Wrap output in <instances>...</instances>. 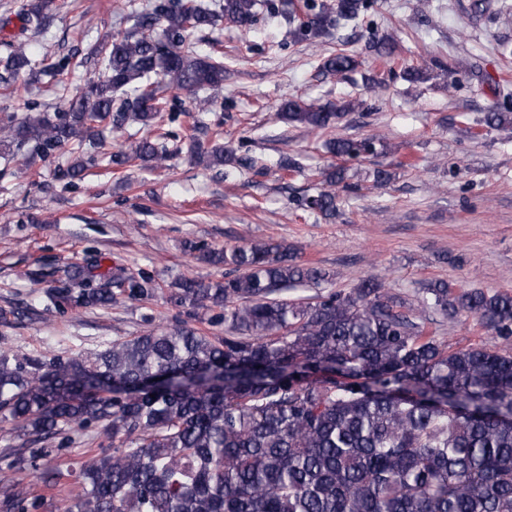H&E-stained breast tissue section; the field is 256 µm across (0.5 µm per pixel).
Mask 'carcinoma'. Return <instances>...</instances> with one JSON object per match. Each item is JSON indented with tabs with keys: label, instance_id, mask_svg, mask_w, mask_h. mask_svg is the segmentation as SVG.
Listing matches in <instances>:
<instances>
[{
	"label": "carcinoma",
	"instance_id": "cac0c4a2",
	"mask_svg": "<svg viewBox=\"0 0 512 512\" xmlns=\"http://www.w3.org/2000/svg\"><path fill=\"white\" fill-rule=\"evenodd\" d=\"M76 0H17L25 30L44 32ZM372 0H154L131 29L95 46L102 57L58 111L0 115V155L24 160L68 149L55 171L69 184L87 165L118 169L165 166L187 149L199 162L234 159L224 132L194 119L192 134L161 132L163 93L188 102L187 115L208 112L200 96L224 84V64L201 55L192 32L224 22L248 32L280 18L295 42L331 35L340 21L368 11ZM0 86L13 79L51 77L65 84L70 58L36 67L20 43H5ZM356 58L344 49L322 68L344 75ZM342 106L288 99L279 118L324 130ZM512 125V97L484 119ZM137 125L157 131L128 148L103 152L113 131ZM174 137L175 151L159 140ZM326 149L344 161L377 155L375 138L333 137ZM327 189L299 201L336 213V186L346 167L321 172ZM196 259L224 266V276L172 282L167 300L188 317L224 326L208 334L185 321L171 328L118 337L103 348L45 358L0 346V423L27 437L6 447L0 461V512H512V351L438 341L428 318L369 277L347 293L316 302L286 299L290 289L331 284L336 274L299 260L285 240L230 248L191 242ZM101 261L46 273L48 308L108 307L148 301L161 286L146 272ZM422 304L444 317L474 315L500 338L512 339V295L454 282H430ZM93 432L112 441L77 468L51 465L59 450ZM62 492L46 497L23 484Z\"/></svg>",
	"mask_w": 512,
	"mask_h": 512
}]
</instances>
